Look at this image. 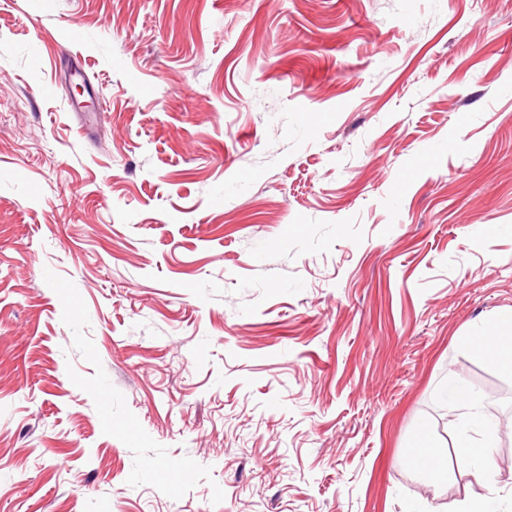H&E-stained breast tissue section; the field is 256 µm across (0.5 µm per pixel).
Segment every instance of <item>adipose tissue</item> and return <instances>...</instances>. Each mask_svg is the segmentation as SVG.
<instances>
[{
  "label": "adipose tissue",
  "instance_id": "obj_1",
  "mask_svg": "<svg viewBox=\"0 0 512 512\" xmlns=\"http://www.w3.org/2000/svg\"><path fill=\"white\" fill-rule=\"evenodd\" d=\"M461 404L466 408L459 424L461 459L485 493L480 500L463 504L459 512H490L491 504L498 497L497 473L491 468L495 448L490 434L494 422L478 401L467 397L462 399Z\"/></svg>",
  "mask_w": 512,
  "mask_h": 512
}]
</instances>
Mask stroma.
<instances>
[{
  "instance_id": "obj_1",
  "label": "stroma",
  "mask_w": 512,
  "mask_h": 512,
  "mask_svg": "<svg viewBox=\"0 0 512 512\" xmlns=\"http://www.w3.org/2000/svg\"><path fill=\"white\" fill-rule=\"evenodd\" d=\"M510 322L512 0H0V512H512ZM490 339V348L488 354L493 363L499 364L500 368L509 374H512V328L511 323L508 330L502 332L499 328L492 330ZM454 400L467 408L459 424L461 443L458 447L463 450L462 462L475 482L486 491L479 501L465 503L455 512H490V505L498 497L497 471L491 468L496 451L490 440L494 422L491 416L482 410V405L471 397L462 398L457 395ZM415 460L433 481H438L448 472V459L435 452H419L415 455Z\"/></svg>"
}]
</instances>
